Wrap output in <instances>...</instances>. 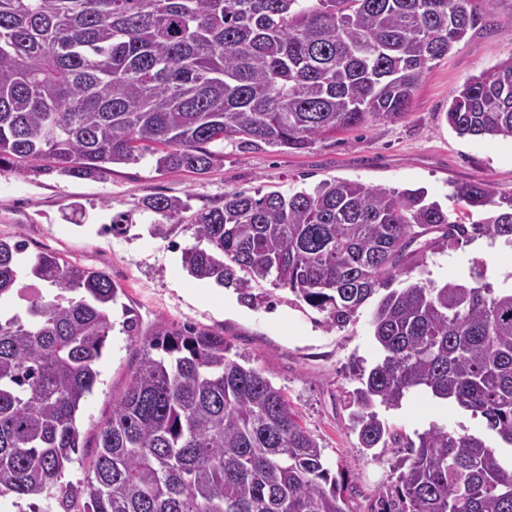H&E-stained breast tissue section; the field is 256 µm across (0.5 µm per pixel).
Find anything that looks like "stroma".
<instances>
[{
  "label": "stroma",
  "instance_id": "stroma-1",
  "mask_svg": "<svg viewBox=\"0 0 512 512\" xmlns=\"http://www.w3.org/2000/svg\"><path fill=\"white\" fill-rule=\"evenodd\" d=\"M475 4L485 20L425 73L400 121L371 120L317 140L302 152L228 143L204 174L160 172L148 156L113 166L104 179L70 178L41 165L20 175L0 165V237L23 236L30 257L54 252L104 270L123 288L121 300L137 311L143 330L161 323L192 324L222 333L232 357L281 388L303 427L317 438L332 475L346 483L349 512H379L381 497L393 495L397 484L392 469L397 455L375 459L360 448L350 422L356 368L378 358L371 305H364L345 327L333 328L323 313L267 280L252 285L262 302L243 303L230 287L225 295L232 307L220 310L207 296L209 282L194 279L182 266L184 249L196 243L191 224L152 235V217L139 206L147 197L166 195L187 199L197 213L219 205L228 190L289 194L334 179L386 189L422 188L455 216L463 212L452 197L455 184L481 181L497 197H512V139L461 137L446 121L449 103L467 79L512 56V0ZM119 215L128 216V223L110 231ZM480 265L495 285H512V247L486 238L428 254L411 277L439 284L467 281ZM112 320L98 363L100 382L78 413L88 440L110 416L113 396L123 391L138 365V345L122 329L121 310H114ZM377 412L406 438L434 424L458 433L485 431L482 418L426 393Z\"/></svg>",
  "mask_w": 512,
  "mask_h": 512
}]
</instances>
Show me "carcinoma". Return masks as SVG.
I'll list each match as a JSON object with an SVG mask.
<instances>
[{"mask_svg": "<svg viewBox=\"0 0 512 512\" xmlns=\"http://www.w3.org/2000/svg\"><path fill=\"white\" fill-rule=\"evenodd\" d=\"M483 19L474 0H0V164L95 178L150 152L158 171L208 172L209 145L295 152L369 119L409 111L431 64ZM460 136L512 138V56L472 76L446 112ZM452 197L493 214L464 223L419 189L344 180L260 197L224 192L191 224L197 280H271L334 328L380 295L379 359L361 369L353 430L374 456L400 447L374 410L426 391L481 417L512 446V288L409 279L427 254L475 238L512 244V197L469 182ZM155 232L182 223L179 197L142 201ZM0 237V300L23 279L45 291L0 318V497L31 512H348L318 441L282 390L230 357L224 336L161 324L95 433L89 474L76 415L121 291L53 252L25 260ZM406 284L394 287L400 277ZM122 326L139 336L122 305ZM382 512H512V464L487 438L432 425L406 441Z\"/></svg>", "mask_w": 512, "mask_h": 512, "instance_id": "1", "label": "carcinoma"}]
</instances>
